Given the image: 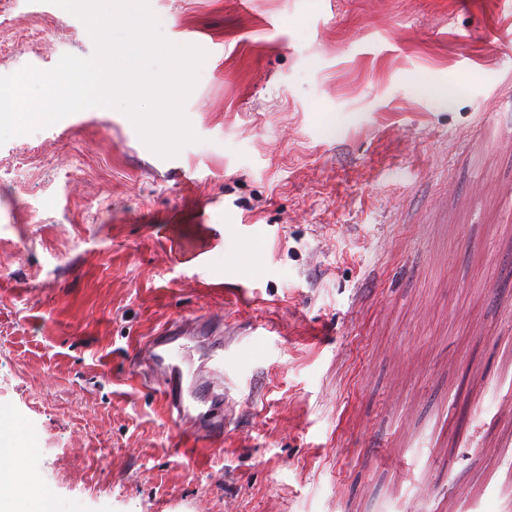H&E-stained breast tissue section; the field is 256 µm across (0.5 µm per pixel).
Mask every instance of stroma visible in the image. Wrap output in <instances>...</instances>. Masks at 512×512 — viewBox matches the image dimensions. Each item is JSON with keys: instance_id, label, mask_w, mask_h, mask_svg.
<instances>
[{"instance_id": "35a3bbf8", "label": "stroma", "mask_w": 512, "mask_h": 512, "mask_svg": "<svg viewBox=\"0 0 512 512\" xmlns=\"http://www.w3.org/2000/svg\"><path fill=\"white\" fill-rule=\"evenodd\" d=\"M150 5L209 53L198 143L160 158L93 107L0 146V425L39 449L40 491L80 512H512V0ZM34 19L56 25L35 50ZM93 51L48 0L0 18V75ZM205 315L229 399L189 451L133 357Z\"/></svg>"}]
</instances>
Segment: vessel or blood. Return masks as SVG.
Here are the masks:
<instances>
[{
	"label": "vessel or blood",
	"instance_id": "1",
	"mask_svg": "<svg viewBox=\"0 0 512 512\" xmlns=\"http://www.w3.org/2000/svg\"><path fill=\"white\" fill-rule=\"evenodd\" d=\"M189 336L212 337L213 344L205 358L195 359L193 347L185 342ZM139 360L157 382L164 412L182 432L185 442L223 433V419L205 409L206 404L223 401V319H177L145 343Z\"/></svg>",
	"mask_w": 512,
	"mask_h": 512
}]
</instances>
